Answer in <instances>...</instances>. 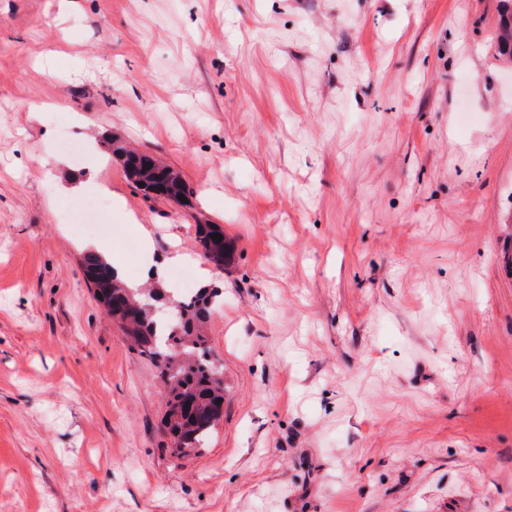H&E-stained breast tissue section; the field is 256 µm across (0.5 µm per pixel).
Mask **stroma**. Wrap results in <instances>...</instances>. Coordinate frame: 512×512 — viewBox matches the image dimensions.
<instances>
[{"label":"stroma","instance_id":"35a3bbf8","mask_svg":"<svg viewBox=\"0 0 512 512\" xmlns=\"http://www.w3.org/2000/svg\"><path fill=\"white\" fill-rule=\"evenodd\" d=\"M497 30L498 0H0V512H512ZM109 135L190 206L144 199ZM73 179L128 280L203 270L200 222L235 245L197 453L84 279ZM69 213V224H72L73 230L78 234L85 233L91 226L107 220V213L97 199H87L71 208Z\"/></svg>","mask_w":512,"mask_h":512}]
</instances>
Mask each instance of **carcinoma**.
Listing matches in <instances>:
<instances>
[{"label":"carcinoma","mask_w":512,"mask_h":512,"mask_svg":"<svg viewBox=\"0 0 512 512\" xmlns=\"http://www.w3.org/2000/svg\"><path fill=\"white\" fill-rule=\"evenodd\" d=\"M498 43L512 55V0H499ZM123 161L127 179L144 198L181 203L189 190L174 170L160 164L148 152L113 148ZM222 236L221 241L212 235ZM196 243L207 264L226 267L233 261L234 245L218 224H199ZM85 281L98 294L106 313L117 320L141 355L151 360L167 397L166 425L180 446L200 448L220 419L224 405L222 371L202 327L210 319L222 293L201 288L184 298L162 282L132 290L118 280L110 265L93 253L81 255Z\"/></svg>","instance_id":"obj_1"}]
</instances>
